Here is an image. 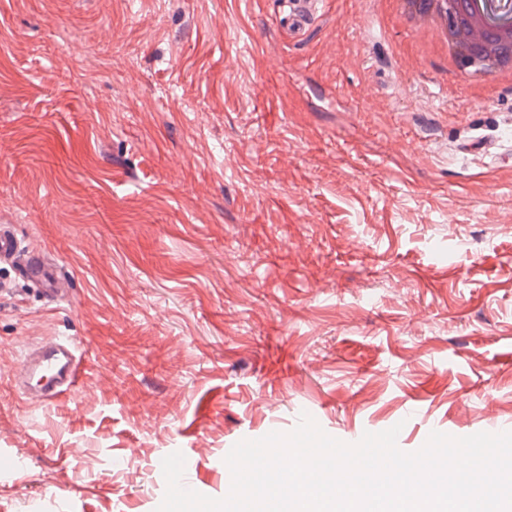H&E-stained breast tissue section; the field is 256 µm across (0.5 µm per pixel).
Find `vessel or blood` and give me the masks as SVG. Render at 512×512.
<instances>
[{"label":"vessel or blood","instance_id":"1","mask_svg":"<svg viewBox=\"0 0 512 512\" xmlns=\"http://www.w3.org/2000/svg\"><path fill=\"white\" fill-rule=\"evenodd\" d=\"M322 0H289L287 27L306 30L316 19ZM0 263L13 267L42 298L58 303L70 297V279L58 264L37 248L22 245L11 224H0ZM84 371L79 345L70 339H52L31 347L13 375V384L25 402L46 405L75 394Z\"/></svg>","mask_w":512,"mask_h":512}]
</instances>
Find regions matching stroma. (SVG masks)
I'll list each match as a JSON object with an SVG mask.
<instances>
[{
	"label": "stroma",
	"mask_w": 512,
	"mask_h": 512,
	"mask_svg": "<svg viewBox=\"0 0 512 512\" xmlns=\"http://www.w3.org/2000/svg\"><path fill=\"white\" fill-rule=\"evenodd\" d=\"M0 0V512H156L164 455L220 498L241 437L512 424V81L449 70L390 0ZM78 341L37 407L25 345ZM322 0H290L287 28L299 33L306 30L316 19ZM0 263L13 267L22 280L30 283L42 298L58 303L70 299L71 275L60 266L49 262L46 256L30 244L22 246L15 233V225L0 224ZM79 350V345L71 339H51L31 347L13 375L18 395L26 403L37 401L46 405L75 394L84 371L83 354ZM32 377L46 381L33 386L29 383Z\"/></svg>",
	"instance_id": "obj_1"
}]
</instances>
